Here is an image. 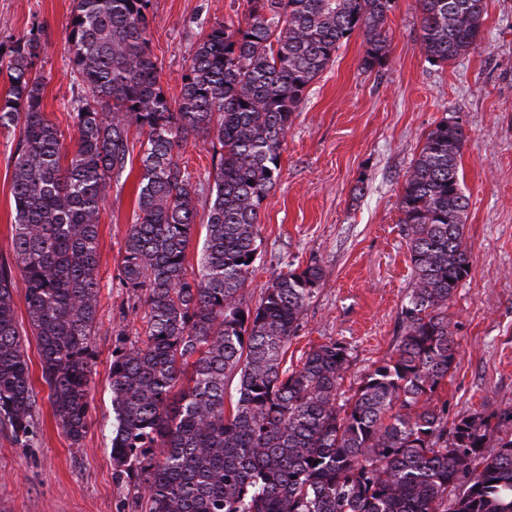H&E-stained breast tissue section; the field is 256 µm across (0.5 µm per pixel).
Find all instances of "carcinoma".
<instances>
[{
    "mask_svg": "<svg viewBox=\"0 0 512 512\" xmlns=\"http://www.w3.org/2000/svg\"><path fill=\"white\" fill-rule=\"evenodd\" d=\"M150 0H74L67 24L78 80L65 147L44 112L35 68L43 31L0 46V127L13 152L12 263H0V432L37 428V393L15 313L25 293L56 421L80 447L99 307L98 226L112 179L144 137L134 223L121 251L126 287L144 297L136 339L113 357L111 454L132 512H512V435L479 413L448 422L441 397L456 360L448 307L470 269L465 131L441 120L424 138L398 200L412 285L393 353L342 385L350 348H288L322 285L309 263L278 275L248 306L260 207L277 182L291 117L339 47L363 36L361 69L384 65L392 0H245V19L194 45L178 100L147 40ZM485 0H416L420 47L439 65L478 45ZM211 145L213 184L181 168ZM205 237L188 260L197 216ZM235 394L225 405L227 385Z\"/></svg>",
    "mask_w": 512,
    "mask_h": 512,
    "instance_id": "carcinoma-1",
    "label": "carcinoma"
}]
</instances>
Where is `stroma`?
I'll use <instances>...</instances> for the list:
<instances>
[{"instance_id": "obj_1", "label": "stroma", "mask_w": 512, "mask_h": 512, "mask_svg": "<svg viewBox=\"0 0 512 512\" xmlns=\"http://www.w3.org/2000/svg\"><path fill=\"white\" fill-rule=\"evenodd\" d=\"M482 44L442 66L420 49L414 0H394L389 60L360 67L353 34L294 112L275 187L260 208V245L244 290L256 305L288 265L318 263L324 280L289 351L332 340L351 348L349 380L393 351L412 284L398 222L404 175L424 136L443 118L462 123L460 182L468 199V276L448 309L457 356L442 396L448 416L512 411V0H485ZM73 0H0V41L41 25L48 41L37 68L44 110L65 144L76 135L66 23ZM243 0H151L148 39L169 98L178 97L194 44L210 27L242 15ZM17 135L0 128V260L12 256L11 181ZM139 166L112 183L98 227L100 304L89 414L81 447L58 427L41 379L36 336L25 338L38 423L22 442L0 432V512H131L112 464V353L141 326L144 305L121 280L120 252L136 208Z\"/></svg>"}]
</instances>
